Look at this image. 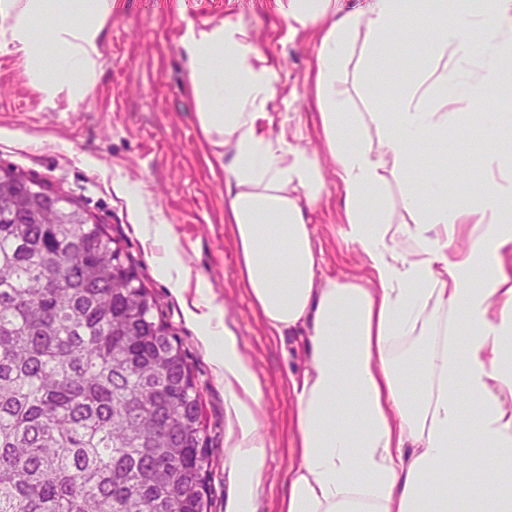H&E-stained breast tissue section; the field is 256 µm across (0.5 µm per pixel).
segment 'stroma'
I'll list each match as a JSON object with an SVG mask.
<instances>
[{
  "instance_id": "stroma-1",
  "label": "stroma",
  "mask_w": 512,
  "mask_h": 512,
  "mask_svg": "<svg viewBox=\"0 0 512 512\" xmlns=\"http://www.w3.org/2000/svg\"><path fill=\"white\" fill-rule=\"evenodd\" d=\"M240 16L258 49L279 60L281 83L291 98L276 100L275 123L298 127L302 143L316 149L318 119L307 81L317 48L312 35L289 36L271 0H117L105 28L103 56L92 94L84 101H44L23 61L0 50V166L68 195L112 236L121 238L147 288L161 301V314L189 355L202 396L210 453L211 512H235L238 481L231 463L236 422L224 382L187 318L194 288L175 292L158 274L161 246L143 241L137 208L178 238L192 278L234 332L260 388L261 432L266 470L253 512H280L293 466V397L288 371L301 367L304 341L289 346L270 336L255 311L239 271L232 225L224 221V177L212 174L194 121L188 72L177 44L186 21ZM418 66L403 57L393 72L378 73L364 88L349 83L351 111L377 105L393 109ZM463 118L447 144L411 146L415 164L439 158L447 172L449 200L472 196L485 178L484 157L499 144L512 145V132L460 104ZM328 196L311 216L322 267L330 275L359 276L362 255L345 244L338 224L339 190L327 181Z\"/></svg>"
}]
</instances>
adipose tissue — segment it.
I'll return each instance as SVG.
<instances>
[{
    "mask_svg": "<svg viewBox=\"0 0 512 512\" xmlns=\"http://www.w3.org/2000/svg\"><path fill=\"white\" fill-rule=\"evenodd\" d=\"M114 3L0 0V50L24 61L46 100H84ZM274 6L289 34H319L321 153L298 130L272 131L280 67L240 19L187 22L178 45L206 161L225 177L224 220L252 303L269 335L305 341L306 367L288 376L296 462L281 512H512V158L488 154L472 200L448 202L435 172L403 194L398 222L385 206L390 181L411 173L412 141H447L460 101L478 107L489 89L512 88V0ZM412 27L431 57L396 108L349 111V67L366 76L394 66ZM353 126L363 131L355 140ZM325 157L342 195L340 233L363 255L367 277L321 269L307 215L326 193ZM138 229L162 244L159 271L185 290L189 270L167 225ZM188 317L224 379L237 422L236 512H251L266 465L260 390L215 308L198 300ZM465 438L483 461L462 483Z\"/></svg>",
    "mask_w": 512,
    "mask_h": 512,
    "instance_id": "adipose-tissue-1",
    "label": "adipose tissue"
}]
</instances>
